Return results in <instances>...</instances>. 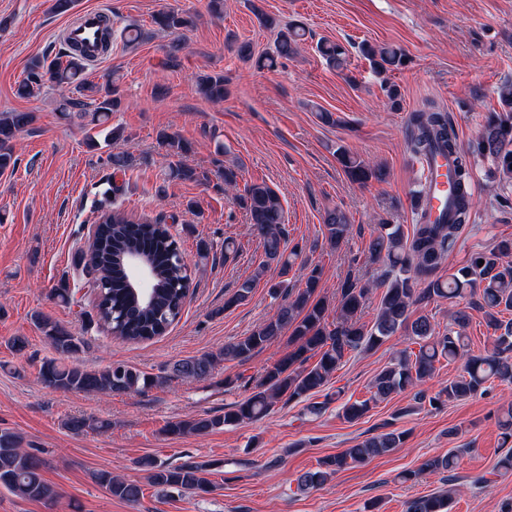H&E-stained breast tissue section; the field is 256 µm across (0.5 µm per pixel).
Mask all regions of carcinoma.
Listing matches in <instances>:
<instances>
[{"mask_svg": "<svg viewBox=\"0 0 512 512\" xmlns=\"http://www.w3.org/2000/svg\"><path fill=\"white\" fill-rule=\"evenodd\" d=\"M152 23L161 30L176 32L191 26L192 20L171 11H160ZM305 31L290 25L278 32L273 53L253 58L247 43L237 47L244 61L256 60L260 69H273L280 60L290 58ZM317 51L326 63L342 72L347 68V50L339 43L324 40ZM362 56L379 74L394 72L405 66L404 50L393 45H360ZM84 63L68 47L47 63L36 59L28 65L16 93L22 98L39 95L48 83L76 84L79 96L65 97L61 106L63 115L76 117L98 126L109 120L121 105L112 84L99 85L81 78ZM198 91L206 99L222 101L226 94L224 75L207 74L198 80ZM503 112L490 115L478 139L467 146L458 143L448 113L434 103L412 114L408 147L417 157L446 152L455 156V183L457 195L451 219L443 218L434 224L421 222L406 234L393 224L382 225V230L369 243L366 257L369 262H382L389 267L384 279L374 282L348 277L340 287L335 307L336 318L329 319L331 304L316 296L320 272L313 268L305 287L293 291L284 277L292 269L298 256L296 251L286 252L287 230L283 220V207L279 196L264 183L244 187L238 195L240 207L245 210L262 240L263 260L253 276L239 283L234 293L224 301L229 308L248 300L259 280L268 269H278L282 280L270 286L271 294L283 296L285 303L261 327L236 342L224 346L217 355L208 354L176 362L171 374L177 378L208 376L220 359L245 361L253 353L272 344L284 330L291 331L293 349L266 368L261 381L251 395L224 409L219 415H207L193 420L169 423L165 432L172 437L187 434L205 435L224 426H239L263 419L282 397L304 400L320 391L347 355L368 351L379 346L398 330L408 333V339L418 350L405 347L396 352L393 362L375 377L371 396L365 400L346 401L342 416L349 422L361 419L371 405L385 401L406 391L414 392L420 401L428 400L431 407H440L473 397L487 390V383L496 380L512 383V319L504 321L501 314L512 311V238L496 241L488 250L473 253L467 263L443 278L438 275L448 253L454 248L462 227L469 223L473 207L471 163L469 157L478 154L491 159L500 179L512 182V87L501 92ZM32 122L28 112H8L0 116V171L16 165L10 142ZM168 156L180 158L189 151V145L174 133L159 134ZM337 160L348 178L360 185L371 181L382 182L386 172L372 166L345 148L336 151ZM169 176L174 179L202 182L207 175L176 161L170 164ZM95 223L98 224L87 250L80 253L83 270L102 295L96 298L97 325L107 331L115 330L128 341H143L164 334L181 314L191 286L187 268L178 262L180 245L169 227L160 220L128 215L120 208L100 206ZM325 239L334 249L347 242L352 227L347 214L334 208L323 217ZM135 252L154 273L155 288L151 295H143L128 279L126 257ZM382 289L380 307L371 327L360 322L358 312L370 291ZM478 296L484 310L486 325L498 333L491 351L473 355L465 343L469 315L458 310L448 330H435L429 318L419 315L410 319L411 308L418 301L428 299L462 300ZM54 351L72 357L82 350L83 338L74 335L57 321L41 314L35 317ZM318 361L307 365L310 358ZM463 363V374L448 382V386L431 397L421 390L436 371L441 361ZM42 382L55 390L78 393L131 394L148 385L160 383L163 377H151L123 363H112L93 371L76 364H66L58 358L45 360L40 368ZM66 427L73 432L88 428L106 429L109 422L86 417H71ZM406 432L391 430L371 436L342 452L327 457L318 469L298 476V489L306 491L322 485L329 477L354 464L383 455L405 444ZM460 449L429 458L415 471L402 475L410 480L422 475L452 472L457 468ZM44 459L37 452L22 447L16 434L0 431V488L30 500L52 501L57 490L43 477ZM149 471V482L161 490L175 489L206 494L212 489L209 479L213 464L186 460L177 465H164L150 457L141 460ZM96 481L111 496L129 502L143 497L140 485L112 476L101 470ZM453 489L419 496L406 502L405 512H448Z\"/></svg>", "mask_w": 512, "mask_h": 512, "instance_id": "1", "label": "carcinoma"}]
</instances>
